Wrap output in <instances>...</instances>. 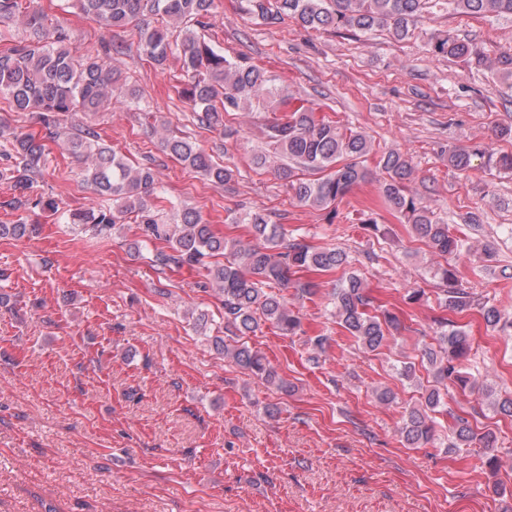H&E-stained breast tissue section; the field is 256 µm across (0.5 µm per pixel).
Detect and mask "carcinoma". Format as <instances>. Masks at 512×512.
I'll use <instances>...</instances> for the list:
<instances>
[{
  "mask_svg": "<svg viewBox=\"0 0 512 512\" xmlns=\"http://www.w3.org/2000/svg\"><path fill=\"white\" fill-rule=\"evenodd\" d=\"M427 0H241L240 8L262 19L277 22L283 17L296 20L303 28H328L367 33L387 29L405 39L421 17ZM460 15L512 18V0H435ZM76 6L108 32L137 24L148 12L158 16V26L138 28L140 53L152 66L164 68L173 53L169 25H180L206 17L213 0H76ZM0 23L15 24L22 35L0 50V97L15 112H32L51 139L62 140L66 150L84 162L82 183L103 198L107 205L97 210L69 213L68 223L93 236L107 238L127 216L135 217L139 240L135 250L156 242L149 260L156 267L185 265L204 272L212 290L221 298L224 323L235 335L248 336L269 324L283 336L301 329V317L281 289H294L297 301L316 295L317 285L294 278L299 268L328 272L355 264L356 257L340 248H317L304 239L288 238L282 224L257 211L232 212L231 223L247 224L250 240L242 242L215 233L201 211L183 203L164 219L154 211L155 173L150 166H131L126 157L105 143L92 125L70 124L68 117L82 112L90 117L112 104V96L137 94L122 82L120 71L112 68V41H104L95 56H78L69 48L66 30L32 0H0ZM433 52L450 59L481 61L483 49L453 33L430 38ZM179 82L182 94L200 110L199 121L209 128L224 127V113L262 109L271 113L265 123L270 150L256 154L258 169L273 168L292 192L297 203L327 211L328 223L336 218V202L360 185L378 183L385 205L409 224L444 263L433 271L439 281V306L462 312L473 305L474 296L463 286L457 259L471 251L467 240L452 233L449 225L424 205L409 189L414 180L412 161L401 150L383 152L377 161L379 177L365 165L371 154L370 139L361 131L341 128L317 116L316 110L294 104L295 98L270 85L263 68L227 58L206 39L185 29L181 42ZM0 138L6 140L5 181L13 196L0 203L11 210L59 211L57 200L34 193L45 162V145L33 134L19 133L0 124ZM169 158L195 170L206 179L225 184L235 171L213 160L190 138L167 134L159 142ZM472 153L464 148L448 149V164L456 171L471 168ZM39 225L24 218L0 224V238L20 240L38 233ZM224 261H218V258ZM370 300L364 279L355 271L346 274L333 292L332 316L364 350L383 348L389 337L402 330L398 316L368 311ZM486 324L502 331L512 330V313L494 305H483ZM437 346H425L423 357L432 372L433 385L425 389L423 401L407 412L400 434L410 447L434 442L437 416L443 414L442 389L448 385L462 390L475 388L476 381L459 370L469 357L471 346L464 331L440 316L435 319ZM214 347L240 369L270 383L283 380L261 352L244 342L228 343L220 336ZM452 441L447 449L481 444L492 448L496 436L481 432L466 417L455 416Z\"/></svg>",
  "mask_w": 512,
  "mask_h": 512,
  "instance_id": "1",
  "label": "carcinoma"
}]
</instances>
